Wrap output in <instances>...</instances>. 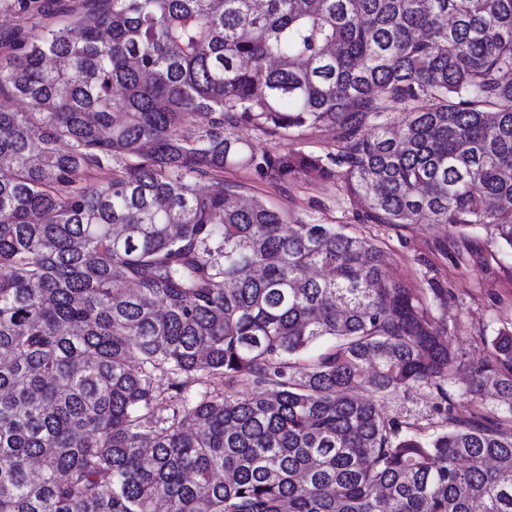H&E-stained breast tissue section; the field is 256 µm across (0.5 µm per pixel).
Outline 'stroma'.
I'll return each instance as SVG.
<instances>
[{
    "instance_id": "stroma-1",
    "label": "stroma",
    "mask_w": 512,
    "mask_h": 512,
    "mask_svg": "<svg viewBox=\"0 0 512 512\" xmlns=\"http://www.w3.org/2000/svg\"><path fill=\"white\" fill-rule=\"evenodd\" d=\"M239 134L256 150L297 149L312 156L334 150L337 130L321 126L301 136H267L251 127ZM233 183L242 197L257 198L289 220L313 219L343 226L382 252L387 272L402 279L448 334L466 363L489 359L487 341L512 325V253L485 230L459 232L445 224H374L348 197L340 177L299 175L280 186L247 169L228 168L201 180L202 189Z\"/></svg>"
}]
</instances>
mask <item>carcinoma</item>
Masks as SVG:
<instances>
[{
  "instance_id": "1",
  "label": "carcinoma",
  "mask_w": 512,
  "mask_h": 512,
  "mask_svg": "<svg viewBox=\"0 0 512 512\" xmlns=\"http://www.w3.org/2000/svg\"><path fill=\"white\" fill-rule=\"evenodd\" d=\"M88 2L0 62V512H512V430L444 388L512 422V327L467 366L370 240L196 188L336 172L512 251V0ZM420 388L426 427L387 409ZM238 134L248 140L257 151L268 149H297L312 155H325L329 151H335L337 139V130L333 127L321 126L316 129H309L301 136H290L279 138L277 136H267L251 127H242ZM465 370H461L455 374V377L448 382L445 387L448 389V406L452 408L453 414L458 419H469L478 410L484 408L485 413L493 416V412H502V408L497 405L498 402L490 397L473 399L470 395H463L464 384L461 378L465 376ZM487 414V413H486Z\"/></svg>"
}]
</instances>
